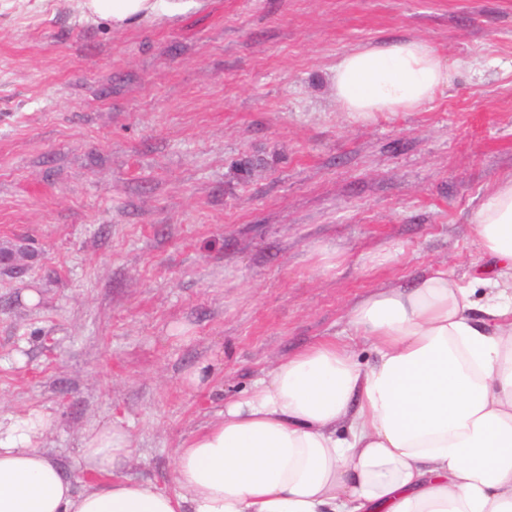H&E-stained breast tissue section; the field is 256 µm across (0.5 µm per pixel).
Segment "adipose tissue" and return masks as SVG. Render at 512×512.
<instances>
[{
  "label": "adipose tissue",
  "instance_id": "1",
  "mask_svg": "<svg viewBox=\"0 0 512 512\" xmlns=\"http://www.w3.org/2000/svg\"><path fill=\"white\" fill-rule=\"evenodd\" d=\"M451 79L407 40L346 52L334 90L371 121L419 109ZM473 224L493 259L473 282L439 265L361 299L349 324L374 361L333 340L278 360L174 448L173 488L118 475L134 451L120 423L86 442L97 480L78 491L35 445L48 416L0 422V512H512V177Z\"/></svg>",
  "mask_w": 512,
  "mask_h": 512
}]
</instances>
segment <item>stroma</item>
I'll use <instances>...</instances> for the list:
<instances>
[{"label":"stroma","instance_id":"obj_1","mask_svg":"<svg viewBox=\"0 0 512 512\" xmlns=\"http://www.w3.org/2000/svg\"><path fill=\"white\" fill-rule=\"evenodd\" d=\"M182 3L119 24L0 0V243L31 252L0 273V420L50 415L36 445L74 478L119 418L121 473L170 485L181 439L349 334L357 300L435 265L469 281L473 217L512 173V0ZM400 40L448 87L350 117L337 59Z\"/></svg>","mask_w":512,"mask_h":512}]
</instances>
